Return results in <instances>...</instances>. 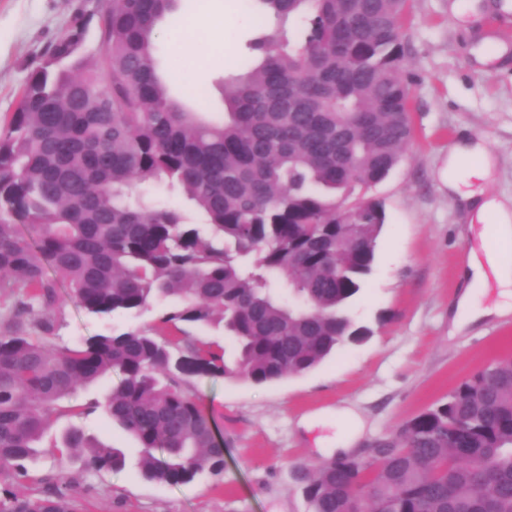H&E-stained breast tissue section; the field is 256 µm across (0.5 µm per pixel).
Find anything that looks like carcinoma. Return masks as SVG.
<instances>
[{"instance_id": "obj_1", "label": "carcinoma", "mask_w": 512, "mask_h": 512, "mask_svg": "<svg viewBox=\"0 0 512 512\" xmlns=\"http://www.w3.org/2000/svg\"><path fill=\"white\" fill-rule=\"evenodd\" d=\"M178 0H112L99 51L87 22L51 44L0 125V468L86 448L118 470L117 448L70 430L38 449L59 402L116 371L102 408L139 445L144 477L171 485L224 469L197 376L263 384L301 375L370 330L349 306L372 269L383 205L353 198L385 180L413 130L403 76L408 0H247L259 20L244 68L224 80V117L171 96L155 26ZM182 190L205 223L135 191ZM27 225L28 233L19 225ZM96 316L170 306L161 321L217 327L237 355L151 329L59 345L58 289ZM30 321L43 335L26 334ZM311 512H512V357L377 439L366 457L298 473ZM0 512H81L66 492L0 495Z\"/></svg>"}]
</instances>
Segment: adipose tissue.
Wrapping results in <instances>:
<instances>
[{"label": "adipose tissue", "instance_id": "1", "mask_svg": "<svg viewBox=\"0 0 512 512\" xmlns=\"http://www.w3.org/2000/svg\"><path fill=\"white\" fill-rule=\"evenodd\" d=\"M479 159L477 175H485L491 165V157L486 148L479 143H470L453 147L448 154V164L443 179L449 190L458 191L464 176L460 169L467 159ZM494 275L503 290L505 301L493 307H480L476 298L484 287L487 275ZM464 286L459 292L454 307L448 313L450 334L460 333L470 324L490 316H505L512 313V266L499 261L496 254H488L486 262L467 260L463 276Z\"/></svg>", "mask_w": 512, "mask_h": 512}]
</instances>
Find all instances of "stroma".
I'll list each match as a JSON object with an SVG mask.
<instances>
[{"instance_id":"1","label":"stroma","mask_w":512,"mask_h":512,"mask_svg":"<svg viewBox=\"0 0 512 512\" xmlns=\"http://www.w3.org/2000/svg\"><path fill=\"white\" fill-rule=\"evenodd\" d=\"M223 4V23L162 31L155 40L161 68L179 79L176 95L206 90L218 110L224 107L219 81L238 72L257 25L240 0ZM111 7L112 0H0V122L15 109L48 46L80 14ZM405 43L413 139L384 181L356 190L381 201L386 213L372 270L349 307L370 336L345 344L306 374L274 382L193 378L189 388L224 445L221 472L182 485L146 479L137 441L95 407L115 383L107 377L71 396L85 414L55 418L42 443H59L78 428L122 450L123 469L95 471L82 450L72 449L61 459L39 456L23 474L0 470V490L37 498L51 486L74 494L80 512H309L296 473L327 461V449L348 431L342 421L321 417L322 409L343 403L357 411L364 430L351 453L358 456L376 438L446 401L477 370L512 356V314L448 333L462 263L471 252L484 256L494 224L492 216L468 209L463 195L512 200V0H410ZM222 48L228 63L210 62ZM477 139L493 154V170L448 192L440 173L449 150ZM161 312L157 306L138 316L100 318L66 299L50 320L55 341L71 345L143 327L171 336Z\"/></svg>"}]
</instances>
